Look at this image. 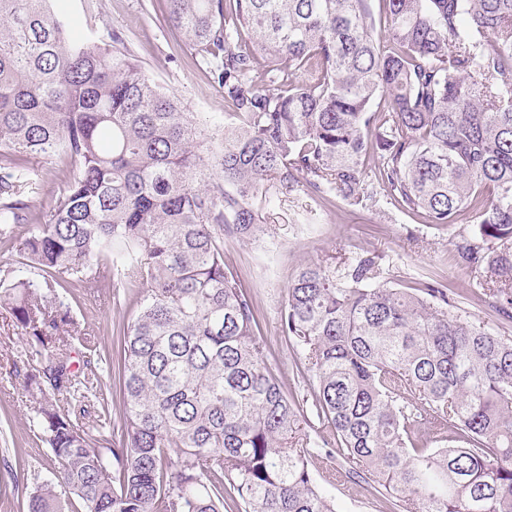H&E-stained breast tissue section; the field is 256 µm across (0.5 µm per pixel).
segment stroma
I'll use <instances>...</instances> for the list:
<instances>
[{
	"instance_id": "stroma-1",
	"label": "stroma",
	"mask_w": 512,
	"mask_h": 512,
	"mask_svg": "<svg viewBox=\"0 0 512 512\" xmlns=\"http://www.w3.org/2000/svg\"><path fill=\"white\" fill-rule=\"evenodd\" d=\"M70 10L78 20L71 29L73 37L104 38L113 30L123 31L135 59L181 100L186 111L198 113L208 125L223 124L228 110L223 95L199 58L168 26L162 8L145 9L143 0H70ZM32 167L39 183L32 201L49 208L66 186V167L56 157L33 160ZM262 216L270 237L225 239L224 261L253 301L267 361L288 396L302 402L313 399V379L280 327L288 283L307 262L322 260L340 269L360 255L377 257L381 281L395 287L428 281L447 290L450 314L512 339V319L475 286L479 272L455 260L453 243L471 235L472 224L437 230L389 203L371 212L338 199L325 202L303 188L275 195L263 204ZM71 307L82 329L73 343L75 359L118 360L112 331L132 313L128 289L106 282L81 291ZM21 336L8 306L0 303V461L25 462L14 479L0 468V512H27L26 489L36 477L46 476L44 464L51 456L30 429L33 400L12 374V362L24 348ZM330 468L338 478L324 491L334 500L336 512H393L391 501L369 486L344 480L347 465L340 455L314 458L315 472Z\"/></svg>"
}]
</instances>
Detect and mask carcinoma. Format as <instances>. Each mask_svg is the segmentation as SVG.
<instances>
[{"instance_id": "cac0c4a2", "label": "carcinoma", "mask_w": 512, "mask_h": 512, "mask_svg": "<svg viewBox=\"0 0 512 512\" xmlns=\"http://www.w3.org/2000/svg\"><path fill=\"white\" fill-rule=\"evenodd\" d=\"M164 0L165 20L232 112L210 128L133 58L120 31L75 40L63 0H0V279L23 331L13 363L53 453L28 512H336L310 468L339 448L346 478L398 512H512V340L448 313L429 283L377 281L373 257L303 265L281 329L316 383L306 430L256 334L224 237L268 234L257 202L307 188L435 228L512 306V0ZM377 156L372 169L367 156ZM72 176L45 211L32 159ZM117 275L122 444L57 403L104 396L75 369L70 299Z\"/></svg>"}]
</instances>
